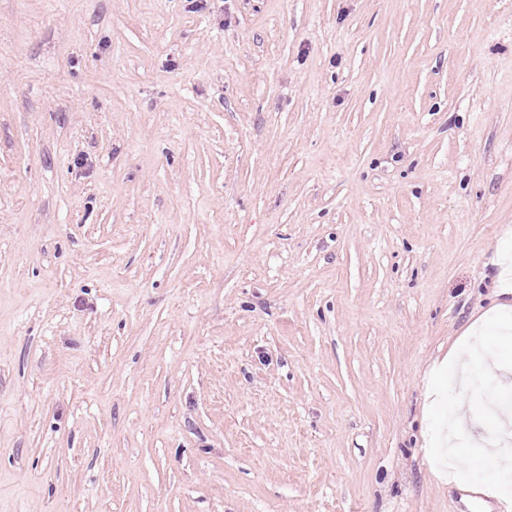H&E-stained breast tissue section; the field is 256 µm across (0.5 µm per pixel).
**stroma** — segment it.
Wrapping results in <instances>:
<instances>
[{"label": "stroma", "instance_id": "1", "mask_svg": "<svg viewBox=\"0 0 512 512\" xmlns=\"http://www.w3.org/2000/svg\"><path fill=\"white\" fill-rule=\"evenodd\" d=\"M510 263L512 0H0V512H492Z\"/></svg>", "mask_w": 512, "mask_h": 512}]
</instances>
